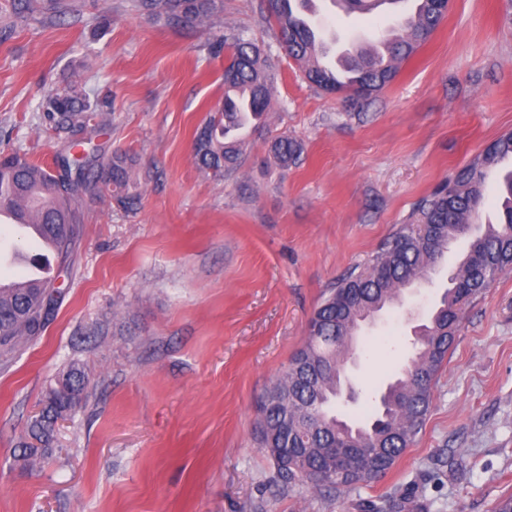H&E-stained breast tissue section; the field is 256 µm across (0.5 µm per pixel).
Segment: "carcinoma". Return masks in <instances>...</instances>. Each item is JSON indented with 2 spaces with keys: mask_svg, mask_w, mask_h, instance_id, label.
Wrapping results in <instances>:
<instances>
[{
  "mask_svg": "<svg viewBox=\"0 0 512 512\" xmlns=\"http://www.w3.org/2000/svg\"><path fill=\"white\" fill-rule=\"evenodd\" d=\"M29 13L61 12L62 0H18ZM312 0H262L266 21L277 28L279 48L294 60L305 77L343 102L365 99L391 84L403 62L412 57L439 28L445 13L437 0H414L416 8L395 21L400 34L378 55L356 46L344 51L348 72L326 67L317 27L302 9ZM380 0H334L348 12L365 13ZM150 20L174 28H197L220 18L224 0H133ZM229 51L224 65V100L197 129L193 156L198 169L224 177L241 166L245 142L240 127L261 117L270 105L276 73L260 45L241 33L216 39ZM45 118L60 129L83 134L103 126L85 88L75 82L55 90L46 100ZM90 139L72 143L73 154L56 159L55 169L28 160L16 151H0V214L18 224H37L54 242L53 254L65 263L78 240L83 196L111 192L127 211L138 210L145 177L134 154L115 148L104 165H93ZM304 151L302 142L280 136L270 152L288 169ZM512 160V132L494 140L490 150L474 158L453 178L423 198L407 223L392 235L370 264L350 272L327 289L308 321L309 335L293 354L282 376L266 391L259 409V447L275 466L277 481L286 487L305 486L317 492H347L386 474L425 426L432 390L455 341L464 307L480 297L507 269H512V170L498 186L501 221L483 224L468 239L458 263L455 283L442 294L439 306L413 339L414 354L379 397L374 417L351 422L336 416L341 369L353 354L361 324L388 306L402 302L406 286L432 277L448 253V238L463 233L482 213L486 174ZM57 278H32L0 287V364L8 365L53 317L60 289ZM85 374L72 363L50 386L42 412L29 424L41 447L27 458L44 455L58 420L74 413L83 401Z\"/></svg>",
  "mask_w": 512,
  "mask_h": 512,
  "instance_id": "obj_1",
  "label": "carcinoma"
}]
</instances>
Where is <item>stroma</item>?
Here are the masks:
<instances>
[{
  "instance_id": "35a3bbf8",
  "label": "stroma",
  "mask_w": 512,
  "mask_h": 512,
  "mask_svg": "<svg viewBox=\"0 0 512 512\" xmlns=\"http://www.w3.org/2000/svg\"><path fill=\"white\" fill-rule=\"evenodd\" d=\"M65 14L0 0V148L49 166L68 144L42 112L80 80L107 121L102 153L146 175L139 210L84 198L76 247L46 331L0 366V512H490L512 495V271L463 311L425 427L386 475L345 495L282 487L255 440L258 405L306 338L323 292L364 265L435 186L512 132V0H450L392 84L344 106L280 55L261 0H224L218 31L262 39L279 77L241 168L200 172L197 128L224 96L226 52L206 27L175 30L131 0H64ZM340 43L396 15L319 0ZM301 141L284 170L268 151ZM431 282L366 329L347 373L373 409L448 286ZM79 363L81 409L51 455L22 444L57 373Z\"/></svg>"
}]
</instances>
